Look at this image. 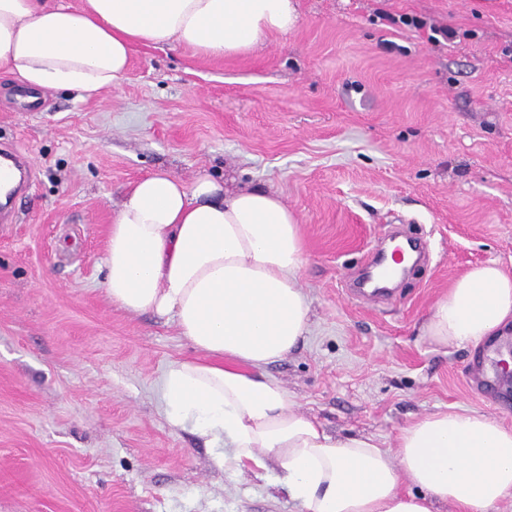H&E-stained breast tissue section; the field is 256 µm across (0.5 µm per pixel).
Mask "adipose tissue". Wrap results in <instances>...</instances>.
I'll use <instances>...</instances> for the list:
<instances>
[{
  "instance_id": "adipose-tissue-1",
  "label": "adipose tissue",
  "mask_w": 512,
  "mask_h": 512,
  "mask_svg": "<svg viewBox=\"0 0 512 512\" xmlns=\"http://www.w3.org/2000/svg\"><path fill=\"white\" fill-rule=\"evenodd\" d=\"M296 18L294 0H85L78 10L0 0V70L33 90L90 98L123 77L133 46L239 56ZM304 262L298 218L272 191L165 171L129 186L108 233L106 294L123 310L172 319L202 354L166 370L168 421L205 438L230 478L250 472L303 512H494L512 501V426L434 411L387 448L328 432L267 376L310 330ZM511 325L512 277L488 262L455 281L421 332L460 346Z\"/></svg>"
}]
</instances>
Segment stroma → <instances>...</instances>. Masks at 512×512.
<instances>
[{
	"mask_svg": "<svg viewBox=\"0 0 512 512\" xmlns=\"http://www.w3.org/2000/svg\"><path fill=\"white\" fill-rule=\"evenodd\" d=\"M295 4L294 27L248 54L138 45L112 88L49 90L35 112L17 111L0 71V143L35 171L0 223V512H300L250 474L227 479L168 423L162 377L198 353L172 320L105 292L118 202L158 170L268 189L296 212L312 325L266 373L325 428L390 447L447 408L512 425V345L438 346L420 330L472 266L512 275V0ZM435 26L459 36L432 42ZM395 225L428 260L391 303L353 297Z\"/></svg>",
	"mask_w": 512,
	"mask_h": 512,
	"instance_id": "35a3bbf8",
	"label": "stroma"
}]
</instances>
